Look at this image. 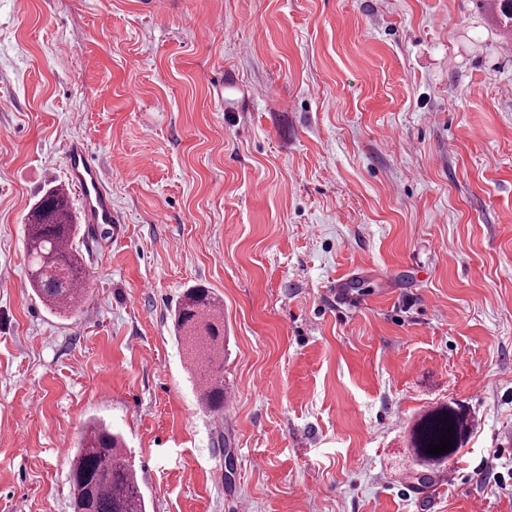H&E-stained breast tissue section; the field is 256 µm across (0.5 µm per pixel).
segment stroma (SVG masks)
Instances as JSON below:
<instances>
[{
    "label": "stroma",
    "instance_id": "1",
    "mask_svg": "<svg viewBox=\"0 0 512 512\" xmlns=\"http://www.w3.org/2000/svg\"><path fill=\"white\" fill-rule=\"evenodd\" d=\"M74 140L125 222L62 318L25 226ZM197 285L218 414L171 326ZM449 401L473 431L418 481ZM93 417L148 512H512V44L480 0H0V512H71ZM224 89V111L227 112H241L243 101L236 96V94L227 93V91H234L237 93L240 89L238 80L230 73H224V78L218 80V97H222ZM175 337L192 351L191 363L200 375L199 402L210 412L224 408V312L210 288L187 289L173 310ZM450 424H454L452 436V449L449 452L431 456L427 453L428 444H438L441 434L446 435ZM471 429L470 415L461 404L448 402L423 411L410 428V450L418 464L429 472L448 462V459L457 454L465 445Z\"/></svg>",
    "mask_w": 512,
    "mask_h": 512
}]
</instances>
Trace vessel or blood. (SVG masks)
<instances>
[{
  "mask_svg": "<svg viewBox=\"0 0 512 512\" xmlns=\"http://www.w3.org/2000/svg\"><path fill=\"white\" fill-rule=\"evenodd\" d=\"M224 90V109L238 112L242 101L237 95L239 83L233 75H225L218 82ZM68 183L76 193L84 215V221L91 228L102 226L119 233L123 217L112 208V193L100 164L96 162L86 145L71 142L65 155Z\"/></svg>",
  "mask_w": 512,
  "mask_h": 512,
  "instance_id": "b4317fda",
  "label": "vessel or blood"
}]
</instances>
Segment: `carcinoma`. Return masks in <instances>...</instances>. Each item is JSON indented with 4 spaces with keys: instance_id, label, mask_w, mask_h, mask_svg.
Returning a JSON list of instances; mask_svg holds the SVG:
<instances>
[{
    "instance_id": "carcinoma-1",
    "label": "carcinoma",
    "mask_w": 512,
    "mask_h": 512,
    "mask_svg": "<svg viewBox=\"0 0 512 512\" xmlns=\"http://www.w3.org/2000/svg\"><path fill=\"white\" fill-rule=\"evenodd\" d=\"M498 28L512 36V0H485ZM80 225L74 223L67 194L46 193L30 212L26 249L30 259L29 286L53 313H75L86 296L87 272L75 245ZM175 337L192 351L191 363L200 375L199 402L210 412L224 408V312L211 289H187L173 310ZM454 425L452 449L432 456L428 444L438 442ZM470 415L461 404L448 402L423 411L410 428V450L418 464L432 472L465 445ZM73 512H147L138 473L122 435L101 420L87 422L78 447L69 457Z\"/></svg>"
}]
</instances>
